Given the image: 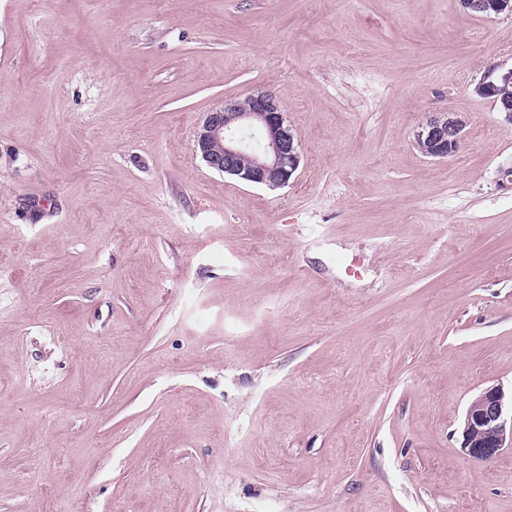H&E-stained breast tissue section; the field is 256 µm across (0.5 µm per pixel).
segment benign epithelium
Segmentation results:
<instances>
[{
	"instance_id": "7a95c632",
	"label": "benign epithelium",
	"mask_w": 512,
	"mask_h": 512,
	"mask_svg": "<svg viewBox=\"0 0 512 512\" xmlns=\"http://www.w3.org/2000/svg\"><path fill=\"white\" fill-rule=\"evenodd\" d=\"M474 15L512 14V0H461ZM512 81V68L489 67L474 92L491 98L498 81ZM465 119L457 113L429 117L415 134L421 152L432 158L455 153L464 140ZM194 151L214 171L246 183L268 188L288 184L300 164L299 142L286 124L277 99L256 91L242 99H228L213 108L198 127ZM506 401L498 386L483 390L469 405L461 448L466 455L487 460L506 443L512 444V425H507Z\"/></svg>"
}]
</instances>
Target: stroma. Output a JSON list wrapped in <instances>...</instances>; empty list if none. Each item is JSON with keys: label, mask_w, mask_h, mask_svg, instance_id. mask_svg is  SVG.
<instances>
[{"label": "stroma", "mask_w": 512, "mask_h": 512, "mask_svg": "<svg viewBox=\"0 0 512 512\" xmlns=\"http://www.w3.org/2000/svg\"><path fill=\"white\" fill-rule=\"evenodd\" d=\"M493 64L460 0H0V512H512L461 449L512 393ZM257 90L274 190L194 151ZM503 81L505 83L512 81V68L505 72H498V66L493 65L489 67L487 74L483 79L475 86L474 92L485 98H492L495 94L497 87V81ZM244 129L259 136L258 149L242 137ZM299 147L279 102L264 91L224 100L206 113L194 140L196 155L212 170L268 188L288 184L300 164ZM465 119L458 113L430 116L415 134L421 152L432 158H447L455 153L464 140Z\"/></svg>", "instance_id": "1"}]
</instances>
